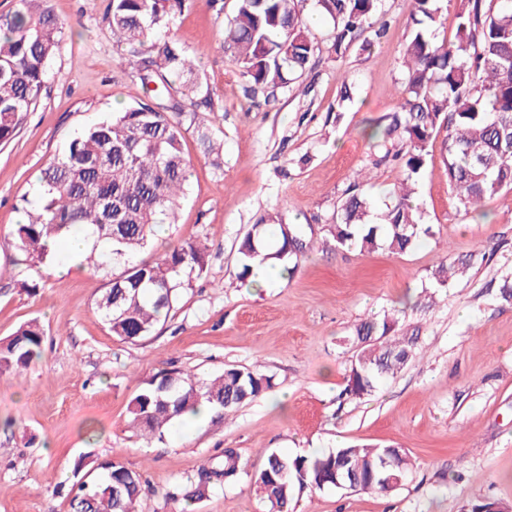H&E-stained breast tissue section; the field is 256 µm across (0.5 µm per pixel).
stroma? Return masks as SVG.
Returning a JSON list of instances; mask_svg holds the SVG:
<instances>
[{
    "label": "stroma",
    "mask_w": 512,
    "mask_h": 512,
    "mask_svg": "<svg viewBox=\"0 0 512 512\" xmlns=\"http://www.w3.org/2000/svg\"><path fill=\"white\" fill-rule=\"evenodd\" d=\"M412 2L383 0L387 28L371 51L314 54L303 90L266 102L245 96L224 51L234 0L220 9L196 0L173 16L169 35L200 58L223 168L185 133L187 195L164 241L145 253L191 238L207 248L206 270L151 335L131 343L94 309L103 273L15 263L19 203L40 169L81 128L144 96L112 42L108 0H51L62 47L35 111L0 144V342L34 318L46 332L28 369L0 373V512H68L73 484L109 461L141 475L139 512H266L249 474L267 451L307 456L360 444L404 449L407 480L388 493L304 489L292 512H463L477 498L512 506V305L498 299L512 278V188L483 203L487 218L460 212L439 136L416 185L434 237L395 255L341 248L329 233L356 171L368 169L363 191L380 205L400 178L395 166L372 167L367 134L399 106ZM344 74L353 80L347 103ZM274 213L302 225L309 248L286 280L253 291L237 278L238 242ZM450 257L472 265L437 289L433 274ZM386 312L398 319L397 335L417 337L416 355L370 395L343 398L355 327ZM227 365L270 377L272 389L189 432L169 425L161 442L130 427L131 399L158 373L207 378ZM226 448L237 450L245 475L189 504L168 498Z\"/></svg>",
    "instance_id": "1"
}]
</instances>
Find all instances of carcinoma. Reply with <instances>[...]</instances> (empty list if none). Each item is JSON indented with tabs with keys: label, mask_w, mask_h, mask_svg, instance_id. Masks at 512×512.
<instances>
[{
	"label": "carcinoma",
	"mask_w": 512,
	"mask_h": 512,
	"mask_svg": "<svg viewBox=\"0 0 512 512\" xmlns=\"http://www.w3.org/2000/svg\"><path fill=\"white\" fill-rule=\"evenodd\" d=\"M194 0H109L105 19L113 42L134 58L149 95L110 117L86 126L61 154L41 169L37 198L21 206L24 221L14 231L15 248L37 263H49L48 243L79 228L94 246L81 266L94 272L115 267L95 308L112 335L135 342L151 334L166 318L182 290L206 266V247L197 241L168 245L149 259H136L158 224H173L187 190L191 161L183 149L181 118L192 115L197 139L212 165L222 170L223 143L198 117L211 108L202 93L196 57L165 38L172 16ZM305 0H235L224 29V49L245 79L246 94L268 99L299 82L315 45L302 18ZM382 0H316L331 23L326 40L330 55L343 56L367 29L384 34ZM461 0L451 40L437 41L440 0H414L412 33L406 44L405 73L399 108L383 133L396 144L372 161L395 162L402 178L392 200L380 211L355 181L345 191L330 233L336 246L362 251L388 250L403 255L422 237L433 235L413 198L428 155V146L446 132L448 183L457 204L469 210L512 188V0ZM62 24L48 0H16L0 18V143L9 142L44 88L49 62L60 49ZM362 41V40H360ZM373 45L363 40L366 50ZM307 243L295 226L269 214L240 241L239 272L245 280L252 263L262 258L288 265L293 272ZM469 263L448 260L434 273L435 287L465 274ZM397 319L389 314L360 322L357 351L348 369L343 394L360 398L386 376L400 372L412 359L413 336L394 335ZM44 329L36 320L18 328L0 344V372H19L40 356ZM272 388L271 379L248 367L228 365L207 379L160 373L132 398L131 424L149 440L165 439L172 420L208 404L231 412ZM385 448L342 446L314 456L272 451L251 475L269 512H288L298 489L322 491L328 478L343 471L361 482L362 492L396 489L379 469ZM101 480L80 483L69 512H135L142 494L139 473L118 461L105 465ZM241 457L234 448L222 460L200 469L198 482L177 486L174 498L200 499L205 490L236 480ZM282 476H277V472ZM275 475L270 480L269 475Z\"/></svg>",
	"instance_id": "cac0c4a2"
}]
</instances>
